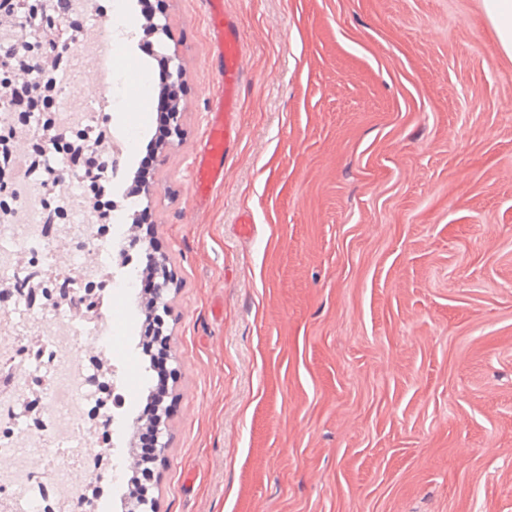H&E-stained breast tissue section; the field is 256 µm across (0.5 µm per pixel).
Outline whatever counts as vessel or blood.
Returning <instances> with one entry per match:
<instances>
[{"label":"vessel or blood","instance_id":"1","mask_svg":"<svg viewBox=\"0 0 512 512\" xmlns=\"http://www.w3.org/2000/svg\"><path fill=\"white\" fill-rule=\"evenodd\" d=\"M206 6L219 59L220 82L217 110L207 130L204 149L197 161L192 182L194 193L199 197L208 195L224 181L232 134V127L225 116L236 109L245 55L244 42L237 34L232 18L224 10V0H206Z\"/></svg>","mask_w":512,"mask_h":512}]
</instances>
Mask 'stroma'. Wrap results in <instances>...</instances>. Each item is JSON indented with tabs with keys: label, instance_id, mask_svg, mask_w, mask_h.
I'll return each instance as SVG.
<instances>
[{
	"label": "stroma",
	"instance_id": "obj_1",
	"mask_svg": "<svg viewBox=\"0 0 512 512\" xmlns=\"http://www.w3.org/2000/svg\"><path fill=\"white\" fill-rule=\"evenodd\" d=\"M182 112L151 194L110 183L168 259L174 372L157 512H512V59L480 0H224L244 39L228 173L191 189L217 89L204 0H158ZM146 299L81 343L118 398L93 508L121 512L153 385Z\"/></svg>",
	"mask_w": 512,
	"mask_h": 512
}]
</instances>
